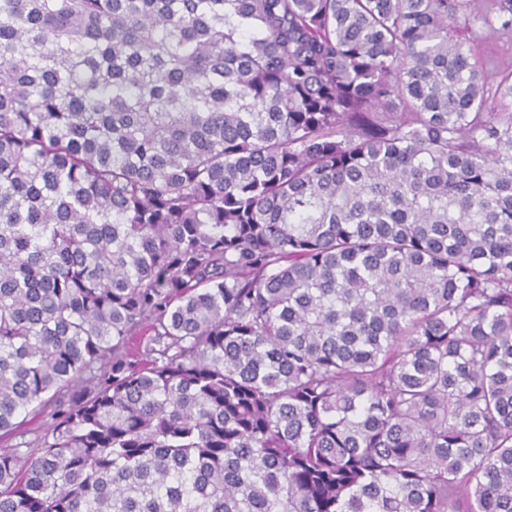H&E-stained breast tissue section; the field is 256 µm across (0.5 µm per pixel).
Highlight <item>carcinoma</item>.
Instances as JSON below:
<instances>
[{"label": "carcinoma", "instance_id": "cac0c4a2", "mask_svg": "<svg viewBox=\"0 0 512 512\" xmlns=\"http://www.w3.org/2000/svg\"><path fill=\"white\" fill-rule=\"evenodd\" d=\"M477 4L0 0V512H512Z\"/></svg>", "mask_w": 512, "mask_h": 512}]
</instances>
